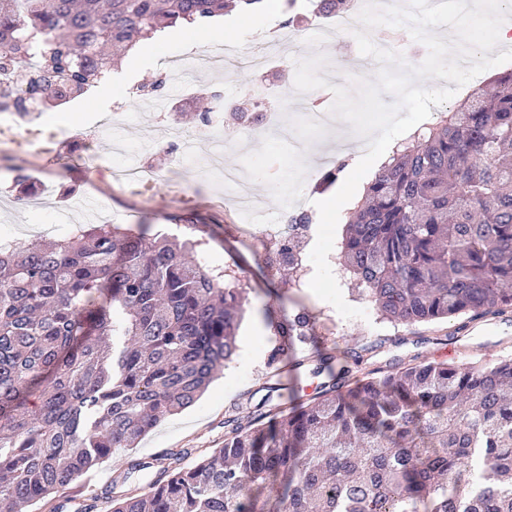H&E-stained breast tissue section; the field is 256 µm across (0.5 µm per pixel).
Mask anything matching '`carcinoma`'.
I'll return each mask as SVG.
<instances>
[{
	"mask_svg": "<svg viewBox=\"0 0 512 512\" xmlns=\"http://www.w3.org/2000/svg\"><path fill=\"white\" fill-rule=\"evenodd\" d=\"M260 0H0V104L26 114L81 95L113 70L112 46L201 24ZM199 243L97 224L52 244L0 248V509L66 512L76 480L194 405L236 355V272L195 261ZM339 263L387 321L512 311V72L474 86L394 151L348 215ZM270 365L294 355L280 324ZM322 363L363 355L314 348ZM341 367L311 399L267 395L224 420V442L169 448L76 512H512V361H420L350 384ZM144 489L128 479L144 470Z\"/></svg>",
	"mask_w": 512,
	"mask_h": 512,
	"instance_id": "1",
	"label": "carcinoma"
}]
</instances>
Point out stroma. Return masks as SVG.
Here are the masks:
<instances>
[{"label":"stroma","mask_w":512,"mask_h":512,"mask_svg":"<svg viewBox=\"0 0 512 512\" xmlns=\"http://www.w3.org/2000/svg\"><path fill=\"white\" fill-rule=\"evenodd\" d=\"M314 3L282 0L278 16L252 13L232 46L233 56L223 68L207 69L200 79L181 80L163 60L150 56L118 73L120 90L108 106L127 116L126 147H111L102 137L96 154L100 164L115 168L131 162L152 167L157 176L148 187L91 178L92 168L80 142L85 127L97 118L95 89L51 110L49 117L27 122L19 137L0 133V169L9 172L7 179H0V233L7 240L23 244L71 235L84 223L82 199L93 196L102 210V223L123 228L142 224L150 236L161 233L196 240L209 265L238 268V286L247 305L236 356L198 403L163 420L139 443L132 452L138 457L165 448L218 447L224 439L225 417L260 400L266 386L275 382L267 340L278 322L295 315L308 317L309 331L326 345L363 350L361 368L350 374L354 380L367 371L385 373L424 359L461 367L512 359V312L474 320L461 331L452 321L411 325L376 318L342 328L338 313L362 298L345 271L326 280L318 271L304 270L314 241L295 238L291 261H280L275 270L255 255L251 239L265 225L278 222L286 212L312 207L318 211L317 223L328 232L331 255H338L345 230L338 217L349 212L360 177L358 171L340 169L336 158V135L350 125L341 121L322 131L307 129L299 112L292 111L288 136L268 139L241 133L229 148L223 127L201 123L199 115L206 95L219 94L230 106L254 86L248 53L256 41L277 33L303 38L307 56L326 54L328 69L337 72L340 84H347L351 74L347 56L353 45L345 42L329 52L316 42L326 23L315 17ZM155 81L160 87L150 107L132 89ZM57 120L69 129V136L54 145L52 154L36 153L33 141H50ZM169 120L183 131L184 140H169L165 126ZM221 148L244 169L264 172V180L254 182L253 191L257 199L269 202V210L256 216L241 214L233 187L224 181V168L215 161ZM327 379L319 360L311 358L296 373H283L277 382L291 390L298 404L316 394Z\"/></svg>","instance_id":"stroma-1"}]
</instances>
